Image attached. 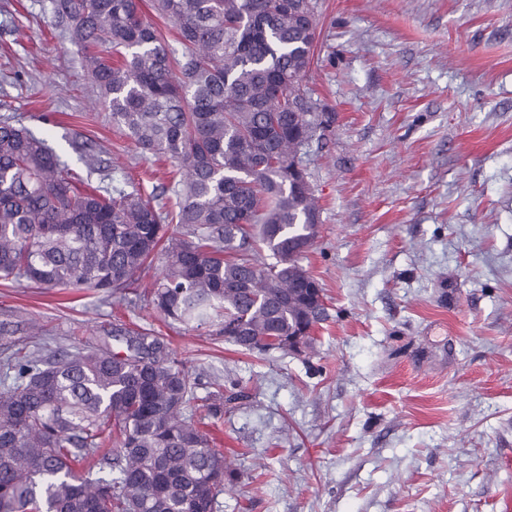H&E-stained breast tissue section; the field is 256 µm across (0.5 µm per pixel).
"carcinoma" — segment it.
<instances>
[{
    "label": "carcinoma",
    "mask_w": 512,
    "mask_h": 512,
    "mask_svg": "<svg viewBox=\"0 0 512 512\" xmlns=\"http://www.w3.org/2000/svg\"><path fill=\"white\" fill-rule=\"evenodd\" d=\"M141 4L50 9L112 123L169 159L170 185L146 196L100 166L80 191L46 140L1 115L0 278L123 301L161 251L141 289L164 319L252 353L301 334L311 354L328 310L302 265L321 223L304 158L331 119L307 87L316 2L154 0L179 58ZM170 191L175 208L155 203ZM43 335L0 321V512H216L230 465L191 413L195 383L169 339L115 325L110 344L47 354ZM142 11L144 18L150 23L154 24L164 35L169 43L171 49H173L177 56H181L183 46L177 39L176 29L168 19L161 17L157 14L152 6V0H143Z\"/></svg>",
    "instance_id": "carcinoma-1"
}]
</instances>
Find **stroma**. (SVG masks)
<instances>
[{"label":"stroma","mask_w":512,"mask_h":512,"mask_svg":"<svg viewBox=\"0 0 512 512\" xmlns=\"http://www.w3.org/2000/svg\"><path fill=\"white\" fill-rule=\"evenodd\" d=\"M310 86L332 112L307 160L316 352L241 350L140 300L0 280V320L49 350L114 321L168 336L234 480L218 512H512V0H318ZM48 0H0V114L152 193Z\"/></svg>","instance_id":"35a3bbf8"}]
</instances>
